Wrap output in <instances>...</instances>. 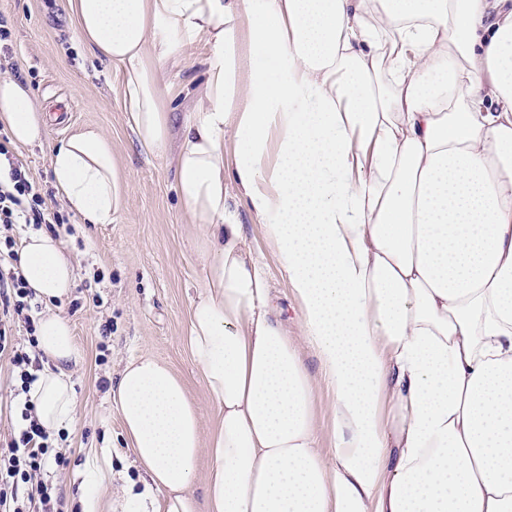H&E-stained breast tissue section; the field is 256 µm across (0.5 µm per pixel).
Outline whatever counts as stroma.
Here are the masks:
<instances>
[{
	"mask_svg": "<svg viewBox=\"0 0 512 512\" xmlns=\"http://www.w3.org/2000/svg\"><path fill=\"white\" fill-rule=\"evenodd\" d=\"M0 24L12 47L0 58V76L24 81L46 121L40 142L17 144L15 156L40 182L54 190L50 158L56 146L85 126L100 127L112 144V157L125 183L121 210L109 224H87L61 207L71 233L60 241L73 259L75 281L69 296L43 304V312L66 318L73 330L81 362L71 371L76 395L75 418L64 434L68 462L56 468L53 481L68 512L80 505L83 464L89 449H112V484L106 494L112 512H121L125 479L140 480L131 448L126 447L117 410L110 406V384L116 383L128 359L148 353L166 360L185 385L204 425H211L210 405L200 375L181 343L190 300L202 288V271L193 248L195 229L185 224L171 162L176 145L162 157L144 154L128 122L121 69L101 62L79 39L69 0H0ZM206 50L195 45L182 70L172 105L174 124H181L194 103L185 90L201 80ZM225 202L240 224L253 257L264 267L271 302L288 332H295L299 310L262 225L254 223L249 206L234 182L226 184ZM110 335H102V325ZM302 360L318 381L314 415L319 449L333 464L336 447L328 409L333 397L321 382L320 365L311 348Z\"/></svg>",
	"mask_w": 512,
	"mask_h": 512,
	"instance_id": "35a3bbf8",
	"label": "stroma"
}]
</instances>
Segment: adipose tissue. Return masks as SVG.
Here are the masks:
<instances>
[{"label":"adipose tissue","instance_id":"ef3b65f1","mask_svg":"<svg viewBox=\"0 0 512 512\" xmlns=\"http://www.w3.org/2000/svg\"><path fill=\"white\" fill-rule=\"evenodd\" d=\"M69 3L83 43L122 67L148 155L171 135L169 70L208 50L174 163L204 280L183 342L217 419L203 427L165 361L129 359L114 397L146 478L123 512H512V0ZM0 122L14 142L42 137L11 78ZM50 169L71 211L112 223L124 191L100 129L61 143ZM230 178L288 277L294 334L225 205ZM19 258L36 299L68 295L54 236L29 233ZM36 335L50 366L29 397L54 432L74 421L79 352L58 315ZM306 346L332 388L331 466ZM84 474L82 512H102L111 449Z\"/></svg>","mask_w":512,"mask_h":512}]
</instances>
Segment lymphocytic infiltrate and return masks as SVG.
Returning <instances> with one entry per match:
<instances>
[{
	"mask_svg": "<svg viewBox=\"0 0 512 512\" xmlns=\"http://www.w3.org/2000/svg\"><path fill=\"white\" fill-rule=\"evenodd\" d=\"M55 203L17 161L8 138L0 139V359L16 382L15 420L0 444V512H64V500L51 480L49 465H62V439L51 438L40 423L28 393L44 360L36 325L41 310L18 265L17 228L54 229ZM25 336H16V328Z\"/></svg>",
	"mask_w": 512,
	"mask_h": 512,
	"instance_id": "1",
	"label": "lymphocytic infiltrate"
}]
</instances>
